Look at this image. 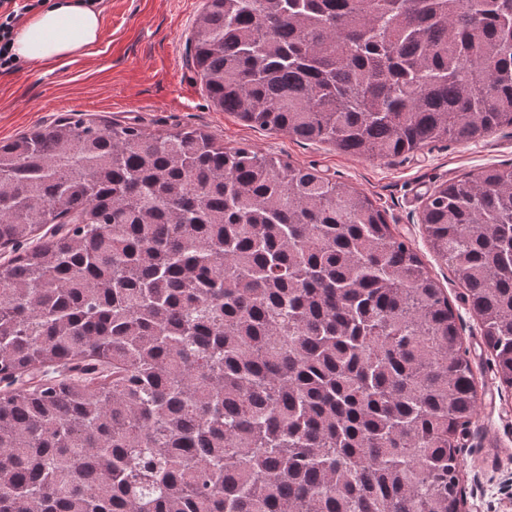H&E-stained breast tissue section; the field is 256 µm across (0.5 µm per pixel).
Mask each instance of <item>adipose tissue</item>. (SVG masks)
Instances as JSON below:
<instances>
[{
	"instance_id": "obj_1",
	"label": "adipose tissue",
	"mask_w": 512,
	"mask_h": 512,
	"mask_svg": "<svg viewBox=\"0 0 512 512\" xmlns=\"http://www.w3.org/2000/svg\"><path fill=\"white\" fill-rule=\"evenodd\" d=\"M99 11L78 0H57L30 15L15 31L12 51L19 60L49 63L88 52L102 31Z\"/></svg>"
}]
</instances>
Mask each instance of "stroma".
Returning a JSON list of instances; mask_svg holds the SVG:
<instances>
[{"label": "stroma", "instance_id": "1", "mask_svg": "<svg viewBox=\"0 0 512 512\" xmlns=\"http://www.w3.org/2000/svg\"><path fill=\"white\" fill-rule=\"evenodd\" d=\"M204 0H102L91 53L0 74V141L72 113L131 122L147 133L194 127L225 146H246L346 184L409 240L458 317L478 390L458 445L463 512H512V387L501 384L463 290L420 222L428 190L487 166L512 165V128L473 143L443 142L404 158L367 159L328 144L249 126L216 109L197 77L189 38Z\"/></svg>", "mask_w": 512, "mask_h": 512}]
</instances>
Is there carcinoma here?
<instances>
[{"label":"carcinoma","instance_id":"1","mask_svg":"<svg viewBox=\"0 0 512 512\" xmlns=\"http://www.w3.org/2000/svg\"><path fill=\"white\" fill-rule=\"evenodd\" d=\"M212 103L360 157L512 127V0H206ZM55 225L45 239L35 233ZM512 387V166L426 197ZM0 512H458L456 316L360 192L197 128L0 141Z\"/></svg>","mask_w":512,"mask_h":512}]
</instances>
